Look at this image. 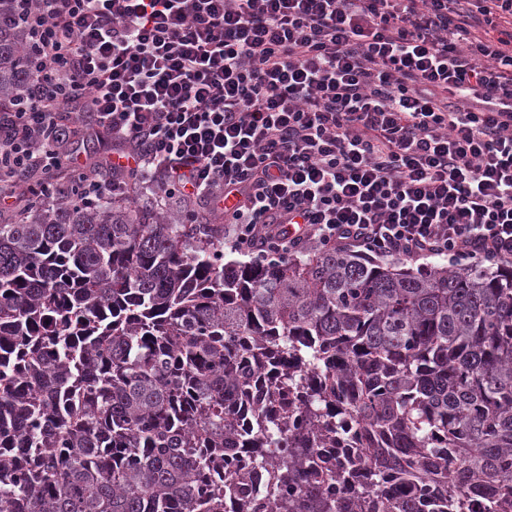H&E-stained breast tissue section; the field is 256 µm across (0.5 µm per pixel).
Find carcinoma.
Wrapping results in <instances>:
<instances>
[{
	"label": "carcinoma",
	"instance_id": "obj_1",
	"mask_svg": "<svg viewBox=\"0 0 512 512\" xmlns=\"http://www.w3.org/2000/svg\"><path fill=\"white\" fill-rule=\"evenodd\" d=\"M21 10L0 0L3 112ZM220 241L78 183L0 224V512H228L252 461L269 512H512V260Z\"/></svg>",
	"mask_w": 512,
	"mask_h": 512
}]
</instances>
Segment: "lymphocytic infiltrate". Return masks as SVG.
Returning <instances> with one entry per match:
<instances>
[{"label":"lymphocytic infiltrate","instance_id":"1","mask_svg":"<svg viewBox=\"0 0 512 512\" xmlns=\"http://www.w3.org/2000/svg\"><path fill=\"white\" fill-rule=\"evenodd\" d=\"M21 20L0 212L50 185L75 104L112 140L77 163L89 193L148 190L191 224L206 203L251 260L512 257V0H27Z\"/></svg>","mask_w":512,"mask_h":512}]
</instances>
